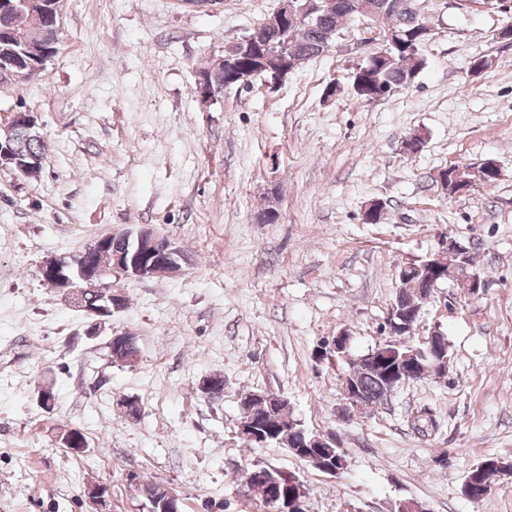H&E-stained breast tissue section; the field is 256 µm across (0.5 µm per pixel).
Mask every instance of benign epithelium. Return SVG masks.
Returning a JSON list of instances; mask_svg holds the SVG:
<instances>
[{"mask_svg": "<svg viewBox=\"0 0 512 512\" xmlns=\"http://www.w3.org/2000/svg\"><path fill=\"white\" fill-rule=\"evenodd\" d=\"M339 5L340 0H281L279 9L255 26L245 41L253 45L264 44L277 37L288 21L309 23L319 11H334ZM26 12L38 17L50 15L51 27L21 24L20 20ZM60 20V0H0V77L16 78L21 75L23 53L31 57L27 61L29 65L44 60L42 47L46 42L55 40ZM242 48L240 41L227 46V55L198 72L196 93L201 103H211L236 84L243 87L250 85L253 75L249 72L240 74L236 84L224 81V66L229 54H237ZM29 141L44 142L37 116L33 112L13 113L10 122L0 126V167L12 169L29 179L39 178L45 152L27 150L25 144ZM465 251L466 247L461 243L445 240L438 255H448L455 260L454 264L441 269L431 259L409 262L401 267L399 278L402 281L418 279L419 285L429 296L442 280H455L464 284L469 296L477 297L484 288V280L470 270ZM185 264L186 253L176 242L142 225L98 238L72 256L49 257L40 263L39 273L46 283L63 292L71 306L84 313L90 321L88 335L94 336L112 321L114 312L125 307L124 296L110 286L112 276L120 275L129 280L173 276ZM387 328L388 335L404 342L413 335V323L403 318L398 298L391 305ZM422 343L433 350V364L447 370L445 334L435 329L422 339ZM108 348L114 362L134 364L138 360L135 338L127 333L113 334ZM199 389L208 398L219 397L224 393V377L209 376L202 380ZM343 394L348 413L360 416L371 412L355 381L344 382ZM285 422L288 424V435H297L304 441V448H322L331 453L336 447V439L332 435L311 434L292 417L286 418ZM238 436L258 447L266 445L262 433L248 419L238 423ZM134 488L150 502L153 512H180L181 499L168 486L159 483L149 486L137 480ZM108 493L105 484H94L85 489V495L95 506L96 512H110L107 509Z\"/></svg>", "mask_w": 512, "mask_h": 512, "instance_id": "benign-epithelium-1", "label": "benign epithelium"}]
</instances>
